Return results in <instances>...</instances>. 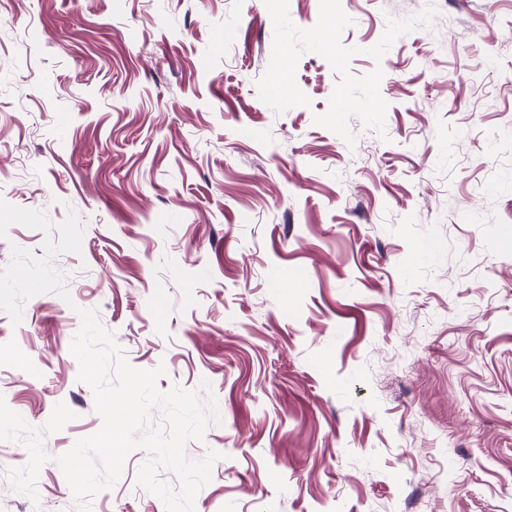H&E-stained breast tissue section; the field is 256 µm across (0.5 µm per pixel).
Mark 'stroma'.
<instances>
[{
  "label": "stroma",
  "instance_id": "1",
  "mask_svg": "<svg viewBox=\"0 0 512 512\" xmlns=\"http://www.w3.org/2000/svg\"><path fill=\"white\" fill-rule=\"evenodd\" d=\"M341 5L388 104L351 147L314 122L321 55L296 68L310 106L259 100L263 0H0V199L84 227L66 296L0 311V397L36 427L75 414L48 453L102 426L70 352L86 309L159 389L214 396L195 512H512V0ZM146 459L91 512H165ZM27 461L0 441V512H76L55 463L38 501L11 488Z\"/></svg>",
  "mask_w": 512,
  "mask_h": 512
}]
</instances>
